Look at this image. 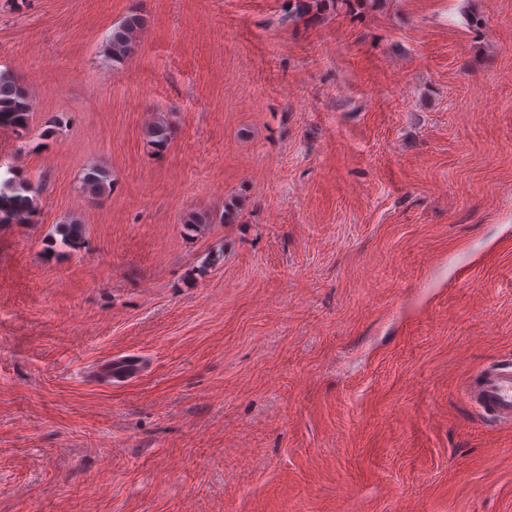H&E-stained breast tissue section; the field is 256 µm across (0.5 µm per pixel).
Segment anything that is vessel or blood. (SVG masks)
Wrapping results in <instances>:
<instances>
[{
	"mask_svg": "<svg viewBox=\"0 0 512 512\" xmlns=\"http://www.w3.org/2000/svg\"><path fill=\"white\" fill-rule=\"evenodd\" d=\"M464 401L500 427L512 426V360L482 365L466 379Z\"/></svg>",
	"mask_w": 512,
	"mask_h": 512,
	"instance_id": "vessel-or-blood-1",
	"label": "vessel or blood"
}]
</instances>
